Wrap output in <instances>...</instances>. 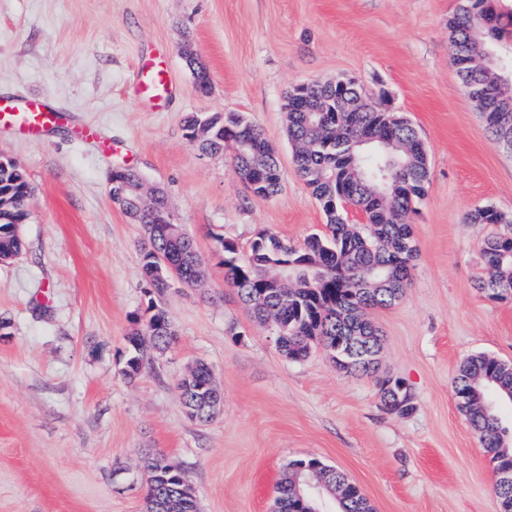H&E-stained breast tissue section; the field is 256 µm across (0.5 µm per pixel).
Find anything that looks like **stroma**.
I'll return each instance as SVG.
<instances>
[{"label": "stroma", "mask_w": 512, "mask_h": 512, "mask_svg": "<svg viewBox=\"0 0 512 512\" xmlns=\"http://www.w3.org/2000/svg\"><path fill=\"white\" fill-rule=\"evenodd\" d=\"M461 0H0V96L43 98L67 120L43 135L0 127V158L34 189L25 249L0 264V512H144L140 456L188 474L201 512H271L286 464L314 456L343 472L375 512H500L491 457L455 403L461 360L512 364V299L476 282L492 206L512 216V153L493 141L451 63ZM206 64L200 90L178 49ZM166 66L173 95L155 111L137 77ZM356 78L388 95L425 142L430 180L408 217L417 246L401 301L370 311L381 373L401 379L412 414L385 410L375 376H349L324 350L276 347L224 282L219 238L248 252L260 231L293 243L324 230L297 175L286 94ZM190 112H241L279 150L282 187L251 192L225 156L188 141ZM97 129L95 140L79 129ZM111 150H104V143ZM161 187L174 223L208 268L163 301L176 343L154 368L120 374L133 315L148 295L140 225L112 204L115 168ZM205 362L223 407L188 419L177 383Z\"/></svg>", "instance_id": "35a3bbf8"}]
</instances>
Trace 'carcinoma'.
Here are the masks:
<instances>
[{
    "label": "carcinoma",
    "instance_id": "obj_1",
    "mask_svg": "<svg viewBox=\"0 0 512 512\" xmlns=\"http://www.w3.org/2000/svg\"><path fill=\"white\" fill-rule=\"evenodd\" d=\"M480 0H462L449 21L453 62L466 93L478 86L495 90L480 113L484 123L495 121L491 130L496 143L512 144V89L499 68L485 62L503 41L504 15L491 8L478 10ZM361 86L344 89L314 81L303 86L302 108L288 114V138L293 163L318 201L326 231L294 244L274 233L261 232L249 252L239 255L236 243L220 240L224 252L225 283L232 288L255 319L272 316L280 332V351L289 359L302 360L313 349L336 345L338 336L379 335L365 317L369 308H387L398 302L410 283L416 257L411 225L401 215L421 201L429 182L430 168L425 145L416 128L405 118L395 123L393 112H323L336 97L353 99ZM190 143L206 154L227 155L236 167L252 169L263 182L264 196L272 197L281 186V170L263 133L238 112H193L185 118ZM377 137L386 147L374 149L357 144L360 136ZM136 195L140 175L133 169L110 176L109 182ZM33 188L24 171L9 160L0 162V262L14 260L22 251L21 226L28 222ZM341 197L362 216L364 223L350 222L336 209ZM154 233L141 242L142 269L149 292L164 295L168 281L155 273L152 257L160 254L179 265L182 273L203 279L205 262L195 241L167 231L171 224L160 210L140 214ZM481 255L487 277L477 282L481 292L489 288L512 291V222L504 231L487 238ZM136 328L127 336L122 376L139 378L153 369L156 356L175 341L176 331L165 308L150 299L143 317L132 318ZM211 376L204 363L196 365L191 378L179 383L182 402L197 407V422L211 420L206 387ZM498 399L512 395V365L488 354L463 358L454 378V394L460 412L484 446L489 448L496 473L512 474V426L502 421L498 410L488 406L487 391ZM157 456L147 450L142 467L150 473L146 508L166 500L171 512H198L192 497H182L179 487L189 481L186 472L159 476ZM331 484L347 485V494L336 503L337 512H373L358 486L343 473L328 469ZM501 512H512V484L493 486ZM277 512H306L307 505L295 490L293 477L283 473L276 488Z\"/></svg>",
    "mask_w": 512,
    "mask_h": 512
}]
</instances>
